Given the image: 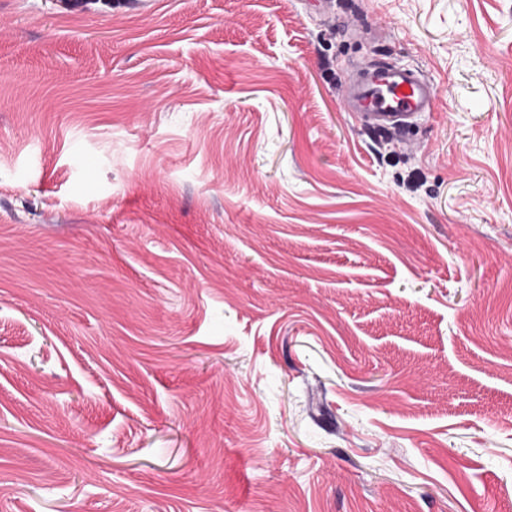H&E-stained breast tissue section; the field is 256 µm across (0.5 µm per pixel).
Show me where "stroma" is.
<instances>
[{
    "mask_svg": "<svg viewBox=\"0 0 512 512\" xmlns=\"http://www.w3.org/2000/svg\"><path fill=\"white\" fill-rule=\"evenodd\" d=\"M333 13L0 0V512H512V0ZM439 96L436 85L411 68L371 63L347 75L343 110L365 131L403 137L414 121L436 112Z\"/></svg>",
    "mask_w": 512,
    "mask_h": 512,
    "instance_id": "stroma-1",
    "label": "stroma"
}]
</instances>
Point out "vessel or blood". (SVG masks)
<instances>
[{"label": "vessel or blood", "instance_id": "vessel-or-blood-1", "mask_svg": "<svg viewBox=\"0 0 512 512\" xmlns=\"http://www.w3.org/2000/svg\"><path fill=\"white\" fill-rule=\"evenodd\" d=\"M439 96L436 85L413 69L371 63L348 74L343 110L365 131L400 136L436 111Z\"/></svg>", "mask_w": 512, "mask_h": 512}]
</instances>
